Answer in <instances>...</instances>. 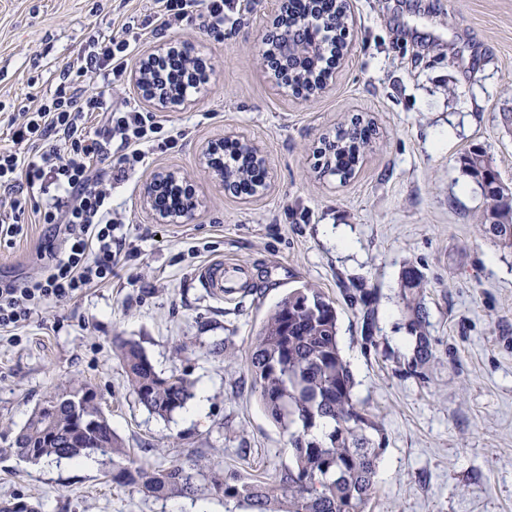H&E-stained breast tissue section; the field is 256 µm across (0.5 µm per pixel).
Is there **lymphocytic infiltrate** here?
I'll return each instance as SVG.
<instances>
[{"mask_svg": "<svg viewBox=\"0 0 512 512\" xmlns=\"http://www.w3.org/2000/svg\"><path fill=\"white\" fill-rule=\"evenodd\" d=\"M237 0H152L158 33L196 18L220 31ZM139 34L133 23L90 38L59 72L60 87L33 108L7 116L11 147L0 149V238L24 231L25 214L64 228L70 240L37 277L0 286V330L27 322L46 301L64 300L107 282L120 261L118 221L112 215V174L104 164L120 149L121 169L144 166L149 155L176 148L166 119L108 93L123 81ZM98 84L95 93L86 83ZM43 204H36V197Z\"/></svg>", "mask_w": 512, "mask_h": 512, "instance_id": "obj_1", "label": "lymphocytic infiltrate"}]
</instances>
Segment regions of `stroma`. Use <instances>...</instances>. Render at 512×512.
Returning <instances> with one entry per match:
<instances>
[{
    "label": "stroma",
    "instance_id": "obj_1",
    "mask_svg": "<svg viewBox=\"0 0 512 512\" xmlns=\"http://www.w3.org/2000/svg\"><path fill=\"white\" fill-rule=\"evenodd\" d=\"M277 0H240L223 31L197 20L165 35L145 0H0V113L53 94L57 74L90 37L135 14L137 58L160 44L191 46L209 79L167 111L177 148L112 184L123 258L105 285L50 300L26 326L0 333V501L37 512H251L209 489L215 477L272 482L292 465L288 436L248 370L253 335L290 290L309 283L335 302L338 342L354 396L381 429L384 452L365 512H512V252L480 231L486 199L462 171L482 148L512 186V0H348L346 58L318 96L274 85L261 60ZM362 118L375 134L348 179L323 173L324 137ZM258 144L267 191L234 194L201 160L225 134ZM195 191L188 221L161 223L144 200L160 171ZM344 225L336 249L327 225ZM62 231L29 223L0 242V283L37 276L63 253ZM233 270L216 300L194 283L203 264ZM414 294L432 358L412 370ZM371 294L376 348L364 351ZM138 342L158 373L206 388L202 416L160 418L139 405L113 344ZM93 388L114 433L144 467L193 461L192 497L157 499L109 481L107 465L30 461L8 448L54 388ZM346 297L348 301L350 302V305H355V303H358L359 301L361 304H363L364 307H366L363 318L364 322L363 325L365 327L364 329V336H362L363 340V348L364 351H370L372 347H375V339L371 330V319L373 312L370 308V301H368L369 293L364 291L363 289H356V292H347Z\"/></svg>",
    "mask_w": 512,
    "mask_h": 512
}]
</instances>
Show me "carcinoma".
I'll return each instance as SVG.
<instances>
[{"mask_svg": "<svg viewBox=\"0 0 512 512\" xmlns=\"http://www.w3.org/2000/svg\"><path fill=\"white\" fill-rule=\"evenodd\" d=\"M314 13L329 15L336 38H341L345 30L344 0H332L326 9H318L311 2L298 3L281 23L289 27L297 18ZM318 38V31L311 26L293 41L306 50L294 57L295 69L288 75V87L296 93L316 86L324 77L319 68L321 53L307 52L310 47L320 46ZM374 132L371 123L359 120L339 127L323 170L343 178L352 175ZM232 150L234 159L224 166V182L254 183L262 163L242 145L236 144ZM460 163L478 185L500 184L483 151H468ZM480 227L496 247L512 251V206L487 199ZM346 297L350 304L359 302L365 307L362 340L367 352L375 346L369 293L360 288L346 293ZM416 313L410 332L415 335V363L423 366L432 351L422 329L423 314L419 309ZM337 322L335 302L312 285L288 292L268 312L252 338L246 363L266 410L288 432L293 468L272 483H229L216 477L211 483L215 493L244 501L254 512H363L374 489L376 464L384 448L369 434L376 429L370 415L353 399L355 379L338 345ZM115 347L135 395H141L146 387L153 388L152 397L139 404L161 418L184 408L192 396L193 382L182 374L164 377L157 373L135 341L118 338ZM91 392L93 389L86 385L68 386L48 396L43 405H58L61 435L50 439L43 434L41 414L36 410L16 437L11 452L38 461L50 457L76 459L86 450H95L112 464L108 477L119 486L162 499L191 496L198 491L194 466L189 463L149 470L130 458L112 431L101 427H88L82 433L69 431L74 410L87 418L98 416L94 397H86ZM324 420L331 421L332 428L320 440L310 437L309 430Z\"/></svg>", "mask_w": 512, "mask_h": 512, "instance_id": "obj_1", "label": "carcinoma"}]
</instances>
